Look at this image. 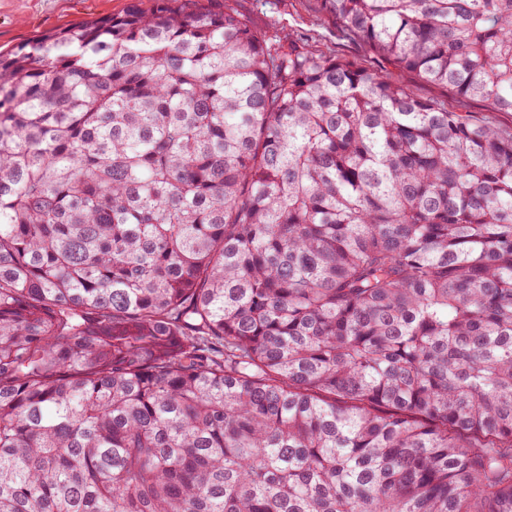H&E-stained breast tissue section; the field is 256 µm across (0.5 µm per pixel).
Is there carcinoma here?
<instances>
[{"mask_svg": "<svg viewBox=\"0 0 512 512\" xmlns=\"http://www.w3.org/2000/svg\"><path fill=\"white\" fill-rule=\"evenodd\" d=\"M512 112V0H317ZM0 512H512V132L136 3L0 53Z\"/></svg>", "mask_w": 512, "mask_h": 512, "instance_id": "1", "label": "carcinoma"}]
</instances>
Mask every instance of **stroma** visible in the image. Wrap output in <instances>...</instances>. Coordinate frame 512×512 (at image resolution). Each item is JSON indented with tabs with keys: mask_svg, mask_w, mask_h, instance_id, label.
Returning <instances> with one entry per match:
<instances>
[{
	"mask_svg": "<svg viewBox=\"0 0 512 512\" xmlns=\"http://www.w3.org/2000/svg\"><path fill=\"white\" fill-rule=\"evenodd\" d=\"M130 0H0V51L7 52L37 34L64 28L89 17L126 10ZM235 8L269 35L307 42L326 54L342 57L378 72L414 96L443 104L455 112H473L505 132L512 131V112H488L482 105L457 97L447 88L423 82L371 57L357 41L339 34L316 8V0H235Z\"/></svg>",
	"mask_w": 512,
	"mask_h": 512,
	"instance_id": "35a3bbf8",
	"label": "stroma"
}]
</instances>
